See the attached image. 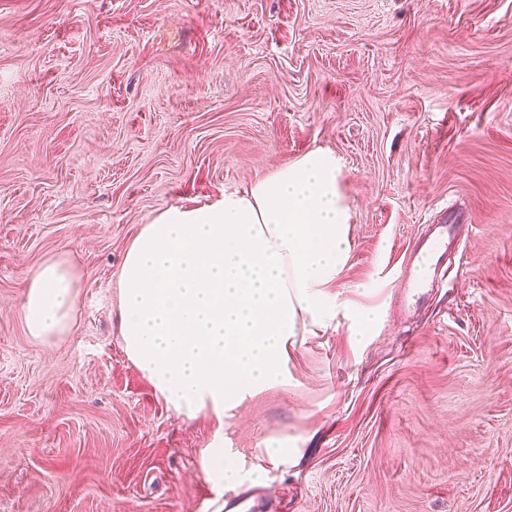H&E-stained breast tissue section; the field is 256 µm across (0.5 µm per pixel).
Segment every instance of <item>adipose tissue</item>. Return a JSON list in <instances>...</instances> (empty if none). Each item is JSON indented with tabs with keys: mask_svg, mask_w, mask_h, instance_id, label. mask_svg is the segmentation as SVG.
Instances as JSON below:
<instances>
[{
	"mask_svg": "<svg viewBox=\"0 0 512 512\" xmlns=\"http://www.w3.org/2000/svg\"><path fill=\"white\" fill-rule=\"evenodd\" d=\"M350 208L335 156L305 153L243 191L197 207L170 206L142 225L119 282L128 360L175 412L216 421L244 399L288 382L301 327L331 313L327 286L351 248ZM80 279L57 258L25 280L26 330L67 335ZM216 488L246 473L221 448L202 452Z\"/></svg>",
	"mask_w": 512,
	"mask_h": 512,
	"instance_id": "obj_1",
	"label": "adipose tissue"
}]
</instances>
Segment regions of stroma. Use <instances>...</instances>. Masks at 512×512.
<instances>
[{
  "label": "stroma",
  "instance_id": "obj_1",
  "mask_svg": "<svg viewBox=\"0 0 512 512\" xmlns=\"http://www.w3.org/2000/svg\"><path fill=\"white\" fill-rule=\"evenodd\" d=\"M317 148L351 208L333 317L223 424L177 414L123 350L127 249ZM444 222L447 280L404 301ZM50 258L81 288L44 342ZM216 446L263 512H512V0H0V512H214ZM427 238L410 257L409 271L404 291L411 297L422 294L428 287L429 276L445 259L448 250L457 239V227L454 224H431ZM79 288V275L68 261L49 259L37 267L25 280L21 295L28 334L41 341L66 336Z\"/></svg>",
  "mask_w": 512,
  "mask_h": 512
}]
</instances>
